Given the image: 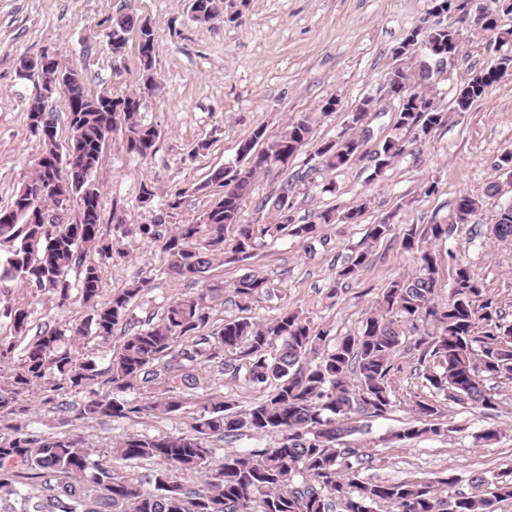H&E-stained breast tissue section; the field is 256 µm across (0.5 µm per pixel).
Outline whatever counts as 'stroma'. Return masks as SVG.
<instances>
[{
    "mask_svg": "<svg viewBox=\"0 0 512 512\" xmlns=\"http://www.w3.org/2000/svg\"><path fill=\"white\" fill-rule=\"evenodd\" d=\"M429 0H224V11L206 23L189 18V0H0V207L10 204L20 182L30 176L40 143L27 125L26 108L41 89L38 75H19V57L49 52L77 70L93 94H125L141 86V65L135 41L113 54L108 34L113 22L129 16L148 21L157 44L155 92L144 95L142 123L159 132L155 152L141 159L128 154L122 132H114L97 173L104 224H187L214 194L207 181L217 168L235 164L241 143L256 127L276 139L290 120L315 117L312 140L289 165L304 170L317 146L339 139L350 112L367 96L378 109L366 124L375 135L391 133L394 104L382 85L395 64L392 51L418 25ZM502 50L464 29L460 56L450 78L441 80L442 106L451 104L455 83L469 69L495 63ZM340 102L323 115L328 98ZM512 149V74H505L465 112L450 111L448 121L426 139L413 143L376 181L366 162L334 174L335 193L314 182L297 184L292 223L303 224L318 211L346 209L366 202L357 222L319 225L313 238L299 241L282 235L264 239L248 257L227 253L209 272L224 282L226 292L210 314L211 327L224 322L265 320L295 311L326 332L328 344L356 333L385 286L413 273L414 254L400 245L405 226L441 256L436 302L448 297L457 264L467 265L512 322V241L492 238L490 227L501 206L512 203V177L498 166ZM157 195L151 206L140 201L143 185ZM479 197L482 208L473 224L434 240L430 227L448 223L457 201ZM391 218L390 234L370 241L372 224ZM367 249L368 262L359 275L337 285V273L353 250ZM123 256L103 269L104 294L135 280L145 282L144 302L137 317L161 311L193 288L167 273L168 258L159 247L137 238L123 242ZM261 272L274 285L271 296L251 309L238 307L231 287L243 274ZM78 301L58 307L47 299L34 304L31 331L61 327L83 319ZM418 351L402 352L391 375L395 403L381 416H359L347 446L368 453L359 476L365 481H406L451 477L454 489L471 493L474 475L512 469V379L491 380L500 401L497 410L461 407L437 398L425 381ZM196 396L223 395L236 410H247L262 392L246 382L244 373L202 371ZM418 400L435 402L441 435L411 442L392 440L411 420ZM30 428L40 433L73 432L92 448L106 451L130 432L177 435L187 419L176 414L162 419L144 416L112 422L79 421L68 413H44L41 398H25ZM498 430L492 443L480 441L483 430Z\"/></svg>",
    "mask_w": 512,
    "mask_h": 512,
    "instance_id": "1",
    "label": "stroma"
}]
</instances>
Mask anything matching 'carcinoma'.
<instances>
[{"label": "carcinoma", "instance_id": "carcinoma-1", "mask_svg": "<svg viewBox=\"0 0 512 512\" xmlns=\"http://www.w3.org/2000/svg\"><path fill=\"white\" fill-rule=\"evenodd\" d=\"M460 0H432L420 20L429 42L460 43V29L434 25L436 14L456 12ZM492 24L481 33L504 45L512 29L499 25L512 14V0H492L485 8ZM143 31V23L122 17L112 24V36ZM425 49H414L396 59L390 74L410 85V97L396 99L397 113L390 135L374 152L372 178L407 151L413 133L420 136L448 122V112L438 105V73L424 74ZM494 71L512 72V55H502L487 68L471 73L456 86L453 112H465L483 98L497 78ZM85 108L78 123H69L65 141L40 140L34 173L23 180L10 205L0 208V284L17 282L31 301L0 309L10 335H0V359L20 352L18 364L0 382V512H374L386 503L392 512H497L498 503L512 498V470L491 478H472L471 494L449 493L454 482L439 480L366 482L358 478L350 458L354 448L343 447L351 433L346 421L368 403L372 415L381 416L393 406L390 375L405 338L417 334L414 349H422L423 377L438 395L458 404L498 408L486 382L512 379V323L504 321L501 308L487 296L470 268L455 267L448 300L435 302L439 273L437 254L421 245L416 230L403 232L401 246L419 253V267L412 274L391 281L379 295L375 309L363 320L357 334L326 346L324 332L298 312L284 311L266 321H227L206 331L212 306L224 298V283L205 275L224 261V231H234L233 251L246 256L257 241L281 234L305 240L317 225L345 218L356 220L366 205L359 203L337 215L318 212L306 224H288V210L296 181L285 179L277 190L254 203L260 218L242 222L244 207L253 199L259 175L286 170L313 133L312 118L304 115L288 123L273 141L256 127L245 140L248 154L235 170H214L208 183L224 188L237 183L236 191L223 193L207 203L190 224H115L104 229L101 191L96 174L112 139L111 106L123 104L119 127L128 153L139 158L153 154L158 131L139 120L141 94L94 95L81 89ZM375 108L373 98L360 101L359 116H350L353 127L336 142H325L313 154L312 171L333 174L352 165L350 144L354 128ZM68 197L57 200V185ZM40 185L43 194L29 193ZM75 203V217L64 223L55 216ZM481 201L463 196L451 217V226L472 223ZM490 233L499 241H512V204L498 211ZM136 235L160 247L170 257L169 274L189 284H199L195 295L176 298L162 306L159 319L134 317L144 295L133 282L112 292L105 301L102 267L87 260L122 254V242ZM368 251L355 250L337 272L346 282L358 274ZM78 279L67 280L70 270ZM270 280L247 272L233 285V296L244 309L268 296ZM88 313L66 327L46 328L29 337L31 302L45 295L64 306L72 291ZM433 321L435 336L418 334V322ZM120 334L118 350L108 348ZM100 348L84 356L79 345L88 339ZM246 362L249 381L265 390L253 405L238 412L222 395L197 401L185 396L198 385L196 372L207 365L236 374ZM106 388L100 392V388ZM44 394L48 411L74 413L79 420H132L141 414L167 417L188 415V430L180 435L128 433L110 448L112 465L93 459L95 450L76 433L39 434L29 430L27 407L21 400L33 392ZM85 394L71 403L67 396ZM413 423L395 433L399 441L440 435V430L418 426L419 419L437 413L425 400L412 406ZM276 433L270 448L235 451L212 461L214 442L232 444L243 438ZM158 465L150 489L126 473L130 465ZM194 474L191 487L174 472Z\"/></svg>", "mask_w": 512, "mask_h": 512}]
</instances>
